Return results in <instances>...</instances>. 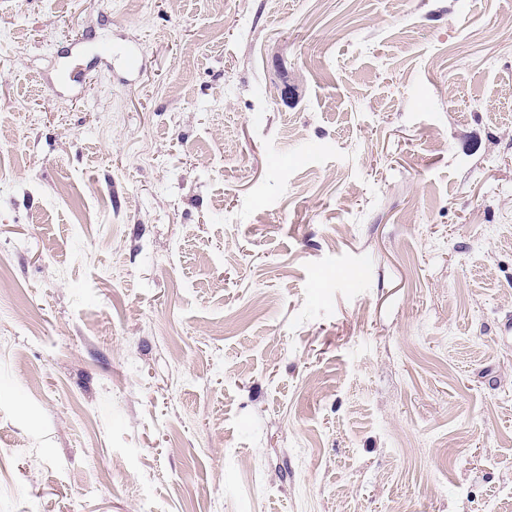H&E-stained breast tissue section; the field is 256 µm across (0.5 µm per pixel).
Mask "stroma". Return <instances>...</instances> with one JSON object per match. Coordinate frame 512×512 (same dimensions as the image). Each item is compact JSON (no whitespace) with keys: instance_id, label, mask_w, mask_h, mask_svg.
Wrapping results in <instances>:
<instances>
[{"instance_id":"35a3bbf8","label":"stroma","mask_w":512,"mask_h":512,"mask_svg":"<svg viewBox=\"0 0 512 512\" xmlns=\"http://www.w3.org/2000/svg\"><path fill=\"white\" fill-rule=\"evenodd\" d=\"M1 269L0 512H512V0H0ZM145 54L143 46L134 48L125 46H112V44L101 45L97 49L96 58L100 63L112 68V60L122 58L125 69L129 73H135L140 70V63Z\"/></svg>"}]
</instances>
